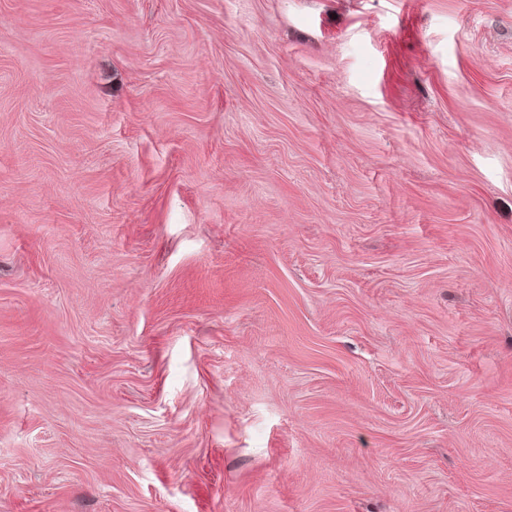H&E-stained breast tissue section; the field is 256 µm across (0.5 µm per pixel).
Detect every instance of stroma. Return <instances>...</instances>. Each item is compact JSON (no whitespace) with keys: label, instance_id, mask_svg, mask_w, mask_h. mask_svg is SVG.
Returning <instances> with one entry per match:
<instances>
[{"label":"stroma","instance_id":"1","mask_svg":"<svg viewBox=\"0 0 512 512\" xmlns=\"http://www.w3.org/2000/svg\"><path fill=\"white\" fill-rule=\"evenodd\" d=\"M0 512H512V0H0Z\"/></svg>","mask_w":512,"mask_h":512}]
</instances>
